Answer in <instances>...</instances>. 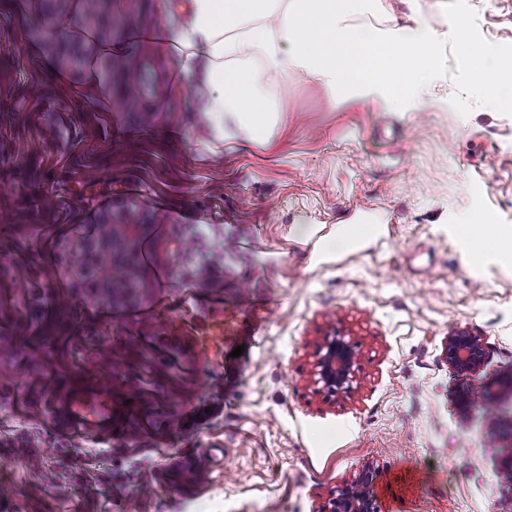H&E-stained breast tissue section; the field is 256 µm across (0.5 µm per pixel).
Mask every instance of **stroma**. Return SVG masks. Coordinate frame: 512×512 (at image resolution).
I'll return each instance as SVG.
<instances>
[{
    "label": "stroma",
    "instance_id": "stroma-1",
    "mask_svg": "<svg viewBox=\"0 0 512 512\" xmlns=\"http://www.w3.org/2000/svg\"><path fill=\"white\" fill-rule=\"evenodd\" d=\"M48 7L0 14V512H323L366 466L382 512H512V392L460 411L445 354L465 329L490 347L482 376L512 370V260L469 266L455 231L512 234V108L472 87L463 51L438 45L426 106H333L310 78L281 101L275 141L234 148L205 144L190 91L140 46L141 25L166 22L158 0H112V43L154 66L138 112L120 77L99 112L83 74L51 73L53 40L22 20L52 26ZM417 8L512 66V0ZM361 206L382 222L353 246L338 227ZM105 218L152 248L123 298L77 285L83 237ZM56 224L70 231L51 258ZM332 333L359 362L350 392L326 400L313 361ZM85 382L146 402L127 436L57 440L55 398ZM209 452L200 490L174 475Z\"/></svg>",
    "mask_w": 512,
    "mask_h": 512
}]
</instances>
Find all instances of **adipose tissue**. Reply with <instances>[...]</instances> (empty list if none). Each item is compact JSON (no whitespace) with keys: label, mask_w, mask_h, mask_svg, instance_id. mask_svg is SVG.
Masks as SVG:
<instances>
[{"label":"adipose tissue","mask_w":512,"mask_h":512,"mask_svg":"<svg viewBox=\"0 0 512 512\" xmlns=\"http://www.w3.org/2000/svg\"><path fill=\"white\" fill-rule=\"evenodd\" d=\"M166 23L148 31L193 90L212 140L266 146L283 126L279 99L302 78L316 79L330 102L360 97L403 106L438 80L435 48L445 35L420 16L398 26L392 0H159ZM449 35L464 47L469 80L498 101L512 68H491L466 28Z\"/></svg>","instance_id":"1"}]
</instances>
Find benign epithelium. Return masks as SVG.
<instances>
[{
  "label": "benign epithelium",
  "instance_id": "obj_1",
  "mask_svg": "<svg viewBox=\"0 0 512 512\" xmlns=\"http://www.w3.org/2000/svg\"><path fill=\"white\" fill-rule=\"evenodd\" d=\"M488 349L489 346L481 337L466 331H459L448 337V364L462 377L459 401L464 410L473 404L476 388L484 390L494 383L507 387L512 385V370L487 382L478 380ZM356 357V350L344 339L326 337L317 351L314 363L315 382L319 385V392L327 398L346 392L354 379ZM375 476L372 468H364L352 482L338 491L326 512H381L371 490Z\"/></svg>",
  "mask_w": 512,
  "mask_h": 512
}]
</instances>
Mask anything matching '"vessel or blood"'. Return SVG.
I'll use <instances>...</instances> for the list:
<instances>
[{
	"instance_id": "b4317fda",
	"label": "vessel or blood",
	"mask_w": 512,
	"mask_h": 512,
	"mask_svg": "<svg viewBox=\"0 0 512 512\" xmlns=\"http://www.w3.org/2000/svg\"><path fill=\"white\" fill-rule=\"evenodd\" d=\"M133 414L130 406L114 402L99 385L73 389L58 405L61 423L81 435L127 434Z\"/></svg>"
}]
</instances>
